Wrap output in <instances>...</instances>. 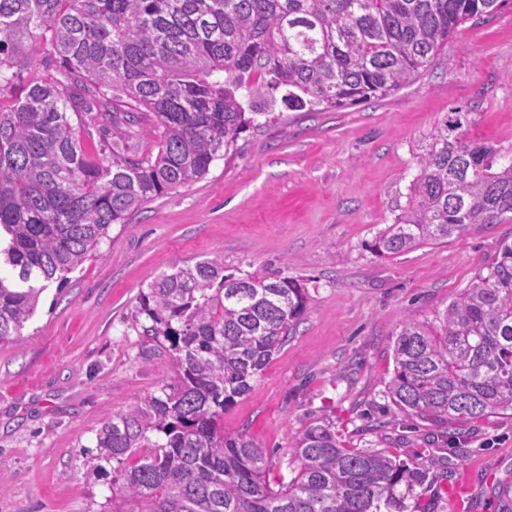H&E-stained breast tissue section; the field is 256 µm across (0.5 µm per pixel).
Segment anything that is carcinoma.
<instances>
[{
    "label": "carcinoma",
    "mask_w": 512,
    "mask_h": 512,
    "mask_svg": "<svg viewBox=\"0 0 512 512\" xmlns=\"http://www.w3.org/2000/svg\"><path fill=\"white\" fill-rule=\"evenodd\" d=\"M507 0H0V346L20 335L46 283L66 281L114 224L203 179L268 111L340 109L388 96L432 66L459 28ZM43 70L31 72L32 47ZM466 113L436 128L406 212L372 250L512 223V159L468 138ZM156 155L134 159L136 128ZM112 133L90 158L81 134ZM309 303L281 273L224 274V258L180 267L140 294L148 352L174 376L102 425L114 461L112 512H405L427 481L381 451L340 446L329 425L292 441L297 475L275 490L268 458L224 434ZM387 392L398 410L444 433L512 411V242L502 241L433 321L402 322Z\"/></svg>",
    "instance_id": "cac0c4a2"
}]
</instances>
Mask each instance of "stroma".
I'll use <instances>...</instances> for the list:
<instances>
[{
  "instance_id": "obj_1",
  "label": "stroma",
  "mask_w": 512,
  "mask_h": 512,
  "mask_svg": "<svg viewBox=\"0 0 512 512\" xmlns=\"http://www.w3.org/2000/svg\"><path fill=\"white\" fill-rule=\"evenodd\" d=\"M457 110L471 139L512 156V6L465 24L392 95L247 127L203 179L113 225L99 256L49 285L22 336L0 347V512H112V466L96 436L173 374L145 351L139 295L216 256L225 272L279 270L310 294L287 345L224 413L225 434L266 452L272 487L296 475L294 438L328 424L343 447L430 466L407 512H512L499 495L512 493V416L449 437L387 393L404 319L434 320L512 241V223L495 224L400 255L370 250L406 207L435 128Z\"/></svg>"
}]
</instances>
